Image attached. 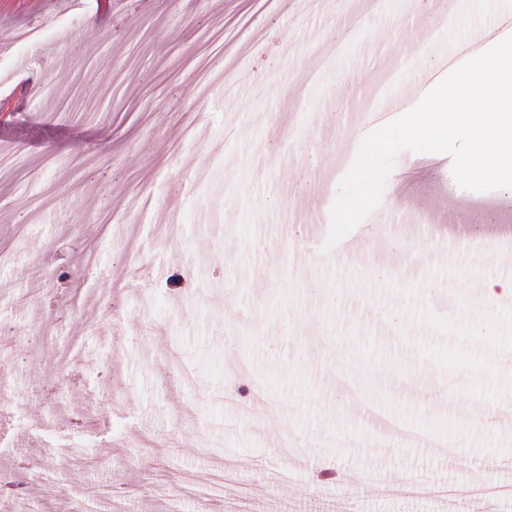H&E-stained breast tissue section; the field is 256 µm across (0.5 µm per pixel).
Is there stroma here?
<instances>
[{
    "mask_svg": "<svg viewBox=\"0 0 512 512\" xmlns=\"http://www.w3.org/2000/svg\"><path fill=\"white\" fill-rule=\"evenodd\" d=\"M83 2L0 0V148L14 159L0 169V320L13 327L0 342L12 399L0 480L36 486L10 512H65L69 493L83 512H139L146 496L180 497L181 512H444L445 493L467 484L503 488L494 512H512V469L496 466L512 462V416L495 433L464 421L512 400V373L497 367L512 302H479L484 279L512 281V222L448 221L450 207L512 194L465 190L450 155L404 151L347 236L361 250L328 252L331 206L370 128L343 110L334 138L319 135L326 100L345 107L362 86L377 112L419 102L424 73L512 16V0H449L451 20L432 28L407 0L356 20L350 0ZM354 20L357 43L338 45ZM34 25L41 43L21 44ZM251 30L294 51L276 61L251 44L242 84L224 47ZM202 69L215 77L205 90ZM293 199L315 212L302 256L273 235ZM133 208L139 223H121ZM46 264L64 280L31 283ZM142 267L151 283L127 293L121 275ZM459 274L465 298L448 286ZM225 288L230 311L215 296ZM106 294L110 312L95 305ZM394 309L401 318L383 321ZM36 321L53 329L38 343ZM478 322L488 335L468 344ZM442 381L456 403L439 398ZM259 397L277 415L262 429L243 419ZM181 403L192 411L173 436ZM285 436L302 461L282 483ZM19 456L35 457L30 472ZM261 484L275 500L258 499Z\"/></svg>",
    "mask_w": 512,
    "mask_h": 512,
    "instance_id": "stroma-1",
    "label": "stroma"
}]
</instances>
